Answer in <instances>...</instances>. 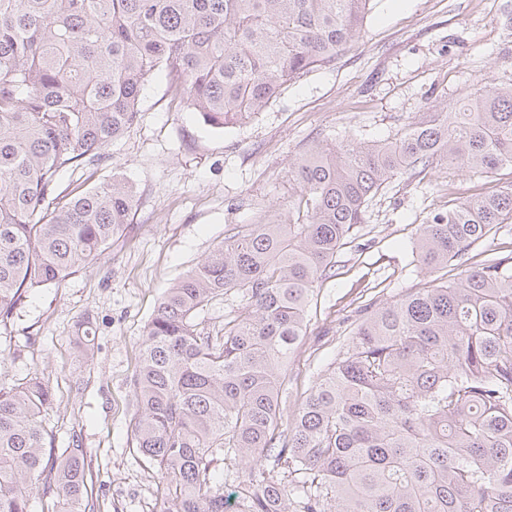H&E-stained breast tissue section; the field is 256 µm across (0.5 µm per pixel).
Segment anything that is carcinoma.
I'll return each instance as SVG.
<instances>
[{
	"mask_svg": "<svg viewBox=\"0 0 512 512\" xmlns=\"http://www.w3.org/2000/svg\"><path fill=\"white\" fill-rule=\"evenodd\" d=\"M370 2L0 0V328L130 223L126 178L83 190L63 175L127 132L154 72L211 127L243 124L362 37ZM440 165L512 167V83L386 142L311 146L289 170L303 223L275 210L165 290L132 380L157 512H512V257L468 256L512 221V184L418 225L417 261L436 278L361 306L352 345L284 420L288 361L337 253L392 180ZM231 291L244 306L224 335L200 330L193 314ZM50 400L37 377L0 388V512H31L38 487L60 512H94L87 452L54 447L43 425ZM227 460L248 468L231 497L216 477ZM269 462L286 477L256 472Z\"/></svg>",
	"mask_w": 512,
	"mask_h": 512,
	"instance_id": "1",
	"label": "carcinoma"
}]
</instances>
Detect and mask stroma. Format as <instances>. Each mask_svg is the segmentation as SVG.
I'll list each match as a JSON object with an SVG mask.
<instances>
[{"label": "stroma", "mask_w": 512, "mask_h": 512, "mask_svg": "<svg viewBox=\"0 0 512 512\" xmlns=\"http://www.w3.org/2000/svg\"><path fill=\"white\" fill-rule=\"evenodd\" d=\"M512 83V0H372L362 37L336 61L283 88L244 124L206 131L164 73L146 84L136 122L95 169L137 184L132 221L105 253L58 287L31 293L0 333V387L48 385L44 425L59 448L87 450L95 512H156L157 468L131 437L132 379L142 336L166 288L220 245L228 230L273 209L298 219L289 177L317 143H375L487 83ZM512 183V168L469 175L441 166L422 181L403 174L369 203L366 222L337 255L338 274L318 289L307 333L289 366L286 415L349 341L354 299L399 298L428 277L415 256L418 224L465 198ZM90 320L91 335L77 325Z\"/></svg>", "instance_id": "35a3bbf8"}]
</instances>
